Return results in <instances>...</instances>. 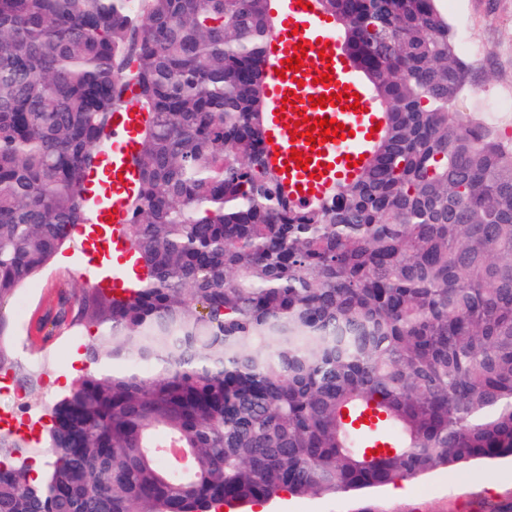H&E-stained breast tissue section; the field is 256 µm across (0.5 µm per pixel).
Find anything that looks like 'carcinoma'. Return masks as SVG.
<instances>
[{
    "label": "carcinoma",
    "mask_w": 512,
    "mask_h": 512,
    "mask_svg": "<svg viewBox=\"0 0 512 512\" xmlns=\"http://www.w3.org/2000/svg\"><path fill=\"white\" fill-rule=\"evenodd\" d=\"M131 2L0 0V309L88 223L124 86L149 114L142 281L60 292L43 342L86 331L92 369L46 447L0 434V512H220L512 459V147L452 111L472 66L437 0H320L386 128L307 208L267 163L271 0Z\"/></svg>",
    "instance_id": "cac0c4a2"
}]
</instances>
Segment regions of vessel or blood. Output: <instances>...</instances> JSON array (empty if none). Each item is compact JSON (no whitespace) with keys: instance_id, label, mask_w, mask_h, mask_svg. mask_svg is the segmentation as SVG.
I'll return each mask as SVG.
<instances>
[{"instance_id":"obj_1","label":"vessel or blood","mask_w":512,"mask_h":512,"mask_svg":"<svg viewBox=\"0 0 512 512\" xmlns=\"http://www.w3.org/2000/svg\"><path fill=\"white\" fill-rule=\"evenodd\" d=\"M310 9H303L297 0H284L277 24L268 41L269 67L266 98L268 103L267 135L269 164L285 172L284 185L291 201L301 207L321 200L337 182L353 179L358 169L355 165L360 156L368 155L373 144L369 132L384 120V107L379 103L370 87L356 73L345 44L337 32L334 22L329 21L318 4L309 0ZM307 47L302 71L303 82L282 79L276 74L283 60L294 57L297 44ZM332 74L331 82L321 84V74ZM342 91L355 92L360 96V110L343 109L337 106L315 108L311 97L332 95ZM299 97L297 105L283 106L282 100L289 93ZM135 89L125 93V104L112 114L111 140L102 151L108 158L106 175L112 183V197L108 205L100 207L95 221L112 225V250L119 253L120 265L114 266L110 277L96 280L99 288H134L133 275L127 273L124 263L132 251L123 234L128 222V202L134 195L139 171L136 165L137 137L148 119L135 101ZM328 118L343 123L350 135L310 147L305 138L294 139L289 134L291 125L300 116ZM309 154L311 161L307 169L290 167L292 150Z\"/></svg>"}]
</instances>
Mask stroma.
Masks as SVG:
<instances>
[{
  "instance_id": "obj_1",
  "label": "stroma",
  "mask_w": 512,
  "mask_h": 512,
  "mask_svg": "<svg viewBox=\"0 0 512 512\" xmlns=\"http://www.w3.org/2000/svg\"><path fill=\"white\" fill-rule=\"evenodd\" d=\"M438 5L454 30H466L484 49L483 57L473 62L476 77L460 95L455 110L462 122L480 115L496 126L497 119L486 112L484 99L512 88V0H439ZM82 241V234H74L70 248L32 280L33 294L26 311H19L13 302L4 309L18 361L15 380L20 390L0 393L2 405L36 416L42 403L55 400L72 386L79 348L70 333L60 334L45 348L40 338L47 314L56 307L59 289L89 284ZM406 486L408 492L402 497L394 496L388 487L328 497L284 493L266 503L265 512H483L487 504L512 501V464L439 467L407 481Z\"/></svg>"
}]
</instances>
